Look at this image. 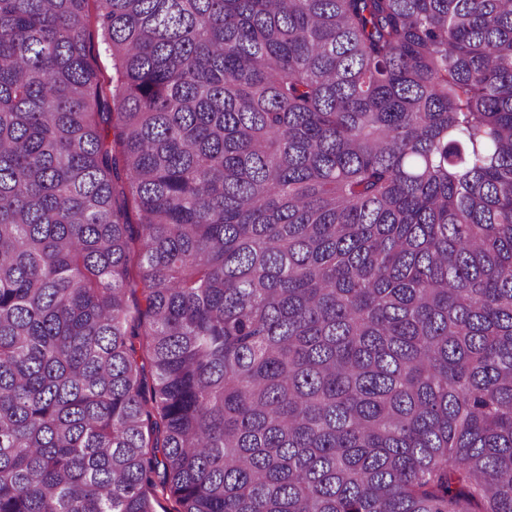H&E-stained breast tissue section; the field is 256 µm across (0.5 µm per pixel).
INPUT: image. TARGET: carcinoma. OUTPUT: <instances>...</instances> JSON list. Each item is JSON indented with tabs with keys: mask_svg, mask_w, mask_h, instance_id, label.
I'll return each instance as SVG.
<instances>
[{
	"mask_svg": "<svg viewBox=\"0 0 512 512\" xmlns=\"http://www.w3.org/2000/svg\"><path fill=\"white\" fill-rule=\"evenodd\" d=\"M160 495L512 512V0H0V512Z\"/></svg>",
	"mask_w": 512,
	"mask_h": 512,
	"instance_id": "cac0c4a2",
	"label": "carcinoma"
}]
</instances>
